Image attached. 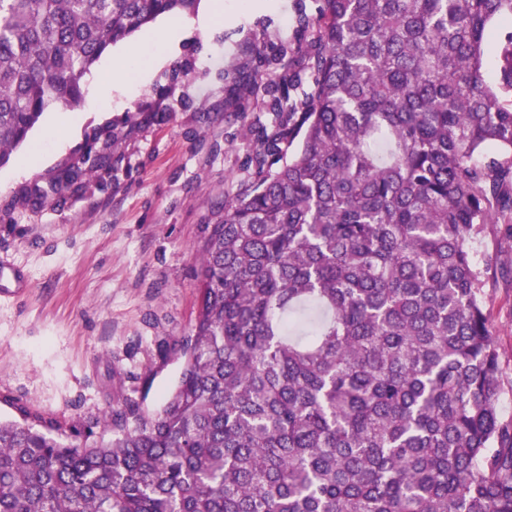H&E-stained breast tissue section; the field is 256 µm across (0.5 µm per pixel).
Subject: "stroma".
I'll return each instance as SVG.
<instances>
[{"instance_id":"obj_1","label":"stroma","mask_w":512,"mask_h":512,"mask_svg":"<svg viewBox=\"0 0 512 512\" xmlns=\"http://www.w3.org/2000/svg\"><path fill=\"white\" fill-rule=\"evenodd\" d=\"M317 0H224L223 22L199 28L183 18L166 63L111 102L83 99L78 136L38 153L55 114L47 109L27 140L0 165V418L93 428L119 400L149 410L176 385L179 354L162 359L197 316L196 252L203 225L254 183L253 149L278 116L266 98L229 108L224 72L256 68L254 44L269 52L314 41L298 8ZM114 131L111 170L87 173L52 204L21 195L81 156L91 134ZM34 162L25 175L22 159ZM470 253L489 269L481 305L500 347L498 411L512 420V220L488 225ZM20 276L24 287H15Z\"/></svg>"}]
</instances>
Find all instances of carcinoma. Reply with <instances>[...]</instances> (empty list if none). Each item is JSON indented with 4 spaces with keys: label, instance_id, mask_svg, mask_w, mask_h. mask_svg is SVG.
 <instances>
[{
    "label": "carcinoma",
    "instance_id": "carcinoma-1",
    "mask_svg": "<svg viewBox=\"0 0 512 512\" xmlns=\"http://www.w3.org/2000/svg\"><path fill=\"white\" fill-rule=\"evenodd\" d=\"M198 0H0V164L112 44ZM512 0H320L225 72L283 113L273 175L204 227L162 406L112 438L0 419V512H512V421L468 243L512 212ZM497 38L496 81L485 59ZM312 76L291 100L299 71ZM112 130L24 200L110 168Z\"/></svg>",
    "mask_w": 512,
    "mask_h": 512
}]
</instances>
